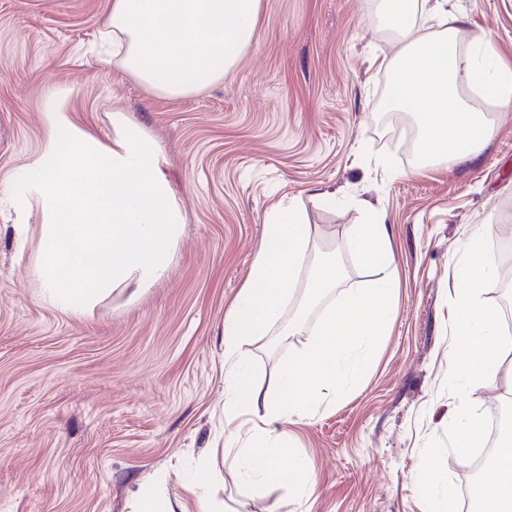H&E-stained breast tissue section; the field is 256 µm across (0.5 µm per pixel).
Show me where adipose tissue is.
Returning a JSON list of instances; mask_svg holds the SVG:
<instances>
[{"label": "adipose tissue", "instance_id": "ef3b65f1", "mask_svg": "<svg viewBox=\"0 0 512 512\" xmlns=\"http://www.w3.org/2000/svg\"><path fill=\"white\" fill-rule=\"evenodd\" d=\"M261 0H111L108 25L121 65L152 90L183 96L224 76L240 59L255 27ZM449 0H389L388 24L404 48L388 68L395 75L394 105L420 118L425 158L469 162L491 128L478 112L457 102L458 83L477 81L479 69L457 55L456 28L423 41L410 22L448 13ZM470 512H512V439L471 493Z\"/></svg>", "mask_w": 512, "mask_h": 512}]
</instances>
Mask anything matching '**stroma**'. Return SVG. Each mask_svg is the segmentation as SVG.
<instances>
[{"instance_id": "obj_1", "label": "stroma", "mask_w": 512, "mask_h": 512, "mask_svg": "<svg viewBox=\"0 0 512 512\" xmlns=\"http://www.w3.org/2000/svg\"><path fill=\"white\" fill-rule=\"evenodd\" d=\"M110 0H0V512H198L209 482L218 512H426L417 491L425 443L458 406L444 392L448 308L473 235L512 239V109L467 164L399 157L379 110L387 0H261L249 45L204 91L157 93L102 54ZM458 43L491 38L512 67V0H456ZM123 113L158 146L183 229L150 287L106 294L74 315L43 298L35 273L37 192L14 180L48 147L51 120L102 145ZM387 160L380 168L378 160ZM336 195L333 204L317 201ZM305 202L309 257L332 248L337 293L374 272L352 255L351 225L372 204L397 264V304L361 383L290 424L314 483L291 497L242 486L228 451L250 423L224 417V316L246 281L265 220ZM282 320L243 348L257 387L274 391L285 355L309 338Z\"/></svg>"}]
</instances>
